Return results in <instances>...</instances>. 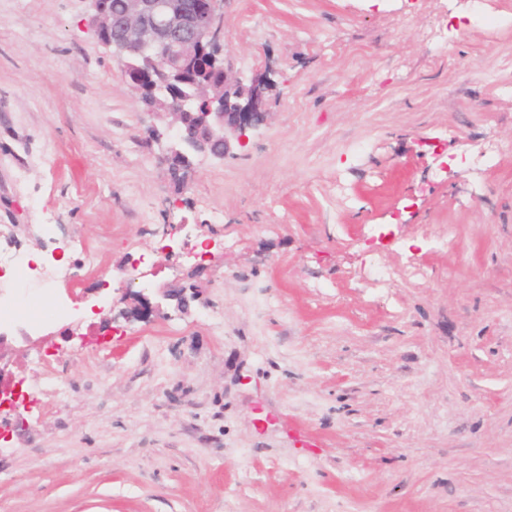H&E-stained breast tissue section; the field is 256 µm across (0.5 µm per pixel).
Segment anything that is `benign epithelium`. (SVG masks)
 <instances>
[{
	"mask_svg": "<svg viewBox=\"0 0 512 512\" xmlns=\"http://www.w3.org/2000/svg\"><path fill=\"white\" fill-rule=\"evenodd\" d=\"M98 39L124 65L147 113L171 117L177 142L167 159L183 180L193 166L179 149L222 159L246 132L262 125L266 82L247 81L224 59L219 43L223 0H90ZM6 338L0 334V407L17 406L6 378Z\"/></svg>",
	"mask_w": 512,
	"mask_h": 512,
	"instance_id": "benign-epithelium-1",
	"label": "benign epithelium"
}]
</instances>
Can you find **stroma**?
<instances>
[{
    "mask_svg": "<svg viewBox=\"0 0 512 512\" xmlns=\"http://www.w3.org/2000/svg\"><path fill=\"white\" fill-rule=\"evenodd\" d=\"M447 3L225 0L268 119L182 184L89 0H0V225L99 254L27 288L47 343L9 330L0 512H512V28ZM156 224L172 256L117 280Z\"/></svg>",
    "mask_w": 512,
    "mask_h": 512,
    "instance_id": "1",
    "label": "stroma"
}]
</instances>
